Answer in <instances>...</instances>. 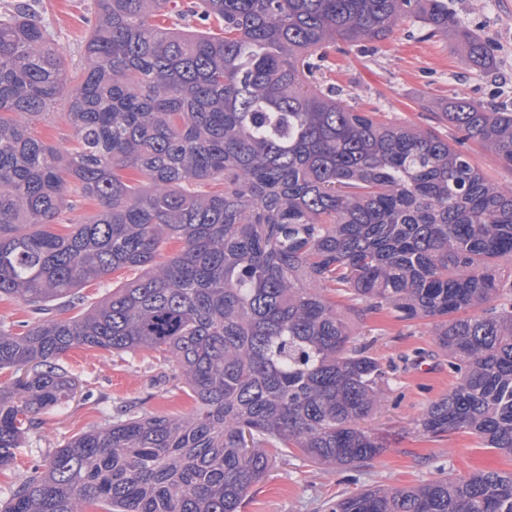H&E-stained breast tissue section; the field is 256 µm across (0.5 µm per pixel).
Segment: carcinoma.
Returning <instances> with one entry per match:
<instances>
[{"mask_svg":"<svg viewBox=\"0 0 512 512\" xmlns=\"http://www.w3.org/2000/svg\"><path fill=\"white\" fill-rule=\"evenodd\" d=\"M80 81L42 18L0 12V471L36 416L76 389L74 348L164 355L186 415L112 416L9 488L0 512H238L276 458L361 467L382 445L363 422L393 375L354 319L434 324L456 382L415 422L512 454V112L448 99L454 130L361 112L322 86L320 49L387 39L407 18L494 57L446 0H95ZM189 14L209 28L179 26ZM69 92L75 146L35 127ZM97 201L77 221L72 195ZM63 224L67 231L53 229ZM178 251L166 254L170 244ZM135 276L79 315V290ZM339 288L341 306L325 291ZM329 512H512V473L476 471L336 498ZM466 151L472 162L485 171L496 184L512 186V171L501 167L493 153L475 145H469Z\"/></svg>","mask_w":512,"mask_h":512,"instance_id":"obj_1","label":"carcinoma"}]
</instances>
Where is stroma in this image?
<instances>
[{
	"label": "stroma",
	"mask_w": 512,
	"mask_h": 512,
	"mask_svg": "<svg viewBox=\"0 0 512 512\" xmlns=\"http://www.w3.org/2000/svg\"><path fill=\"white\" fill-rule=\"evenodd\" d=\"M30 4L49 24L71 71L79 72L94 0ZM448 7L491 46V68L474 66L452 34L431 37L419 22L407 19L388 39L366 48H325L327 77L340 98L357 109H375L424 128L432 123L431 112L455 96L512 109V0H448ZM432 330V323L404 322L384 311L357 321L355 332L373 355L396 368L391 391L365 421L383 444L380 454L356 470L318 468L298 455L278 460L252 488L240 512H327L336 497L363 488L413 486L444 471L455 477L476 470L512 472V456L482 447L470 435L429 438L416 433L415 420L454 383L447 364L435 355ZM64 364L78 379V392L64 411L39 415L12 468L0 472L1 500L9 485L43 463L54 448L102 426L103 409L185 414L194 406L183 382L155 351L128 355L79 348L65 356Z\"/></svg>",
	"instance_id": "35a3bbf8"
}]
</instances>
